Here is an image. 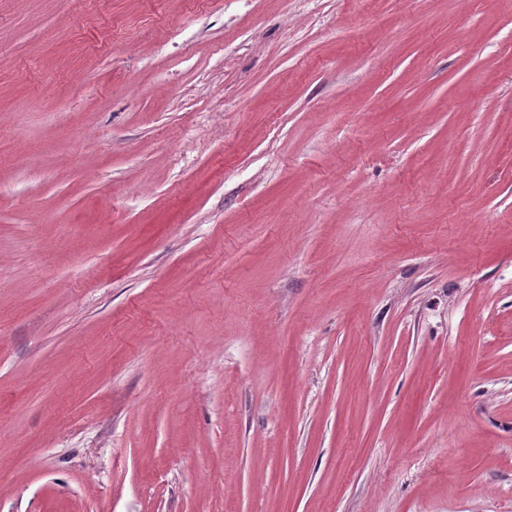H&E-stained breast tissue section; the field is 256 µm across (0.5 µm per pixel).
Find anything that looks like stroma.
Here are the masks:
<instances>
[{
	"instance_id": "35a3bbf8",
	"label": "stroma",
	"mask_w": 512,
	"mask_h": 512,
	"mask_svg": "<svg viewBox=\"0 0 512 512\" xmlns=\"http://www.w3.org/2000/svg\"><path fill=\"white\" fill-rule=\"evenodd\" d=\"M0 512H512V0H0Z\"/></svg>"
}]
</instances>
